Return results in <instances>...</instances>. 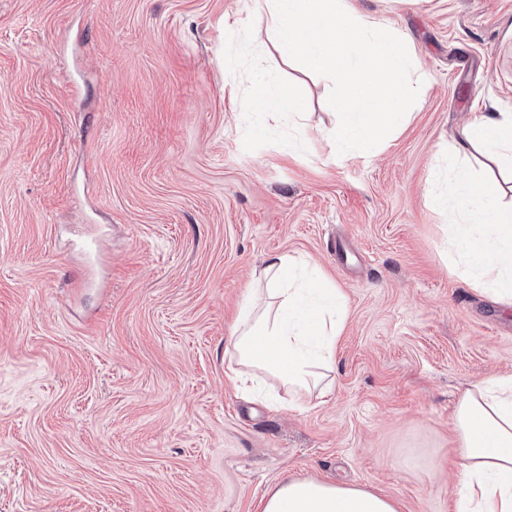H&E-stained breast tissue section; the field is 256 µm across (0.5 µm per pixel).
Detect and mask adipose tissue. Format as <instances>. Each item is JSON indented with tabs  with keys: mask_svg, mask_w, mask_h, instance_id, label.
<instances>
[{
	"mask_svg": "<svg viewBox=\"0 0 512 512\" xmlns=\"http://www.w3.org/2000/svg\"><path fill=\"white\" fill-rule=\"evenodd\" d=\"M260 112L302 122L305 104L288 82L272 80L253 91ZM481 150L512 169V111L472 113L456 145L457 154ZM451 175L457 191L436 196L454 217L450 244L470 283L512 308V207L501 202L502 186L463 167ZM306 261L288 255L270 259L267 286L251 291L239 313L234 350L240 365L231 380L247 389L259 368L287 385L291 409L313 394L328 392L347 298L309 273ZM454 427L459 512H512V376L484 379L458 397ZM261 512H399L395 500L364 488L291 478L261 501Z\"/></svg>",
	"mask_w": 512,
	"mask_h": 512,
	"instance_id": "ef3b65f1",
	"label": "adipose tissue"
}]
</instances>
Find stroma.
I'll return each mask as SVG.
<instances>
[{"instance_id":"obj_1","label":"stroma","mask_w":512,"mask_h":512,"mask_svg":"<svg viewBox=\"0 0 512 512\" xmlns=\"http://www.w3.org/2000/svg\"><path fill=\"white\" fill-rule=\"evenodd\" d=\"M352 4L423 82L384 148L335 161L329 84L243 0H0V512H259L289 477L456 512V399L512 376V308L457 271L430 191L468 114L512 107V0ZM276 77L302 131L252 111ZM283 254L349 301L300 410L227 377Z\"/></svg>"}]
</instances>
